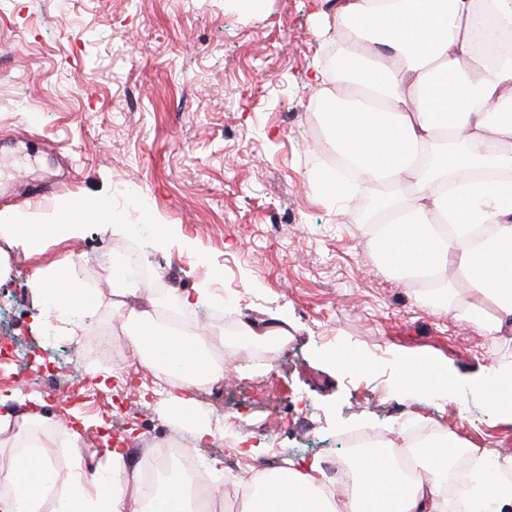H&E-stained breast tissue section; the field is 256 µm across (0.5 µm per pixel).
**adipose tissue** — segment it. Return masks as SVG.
Segmentation results:
<instances>
[{"label":"adipose tissue","instance_id":"1","mask_svg":"<svg viewBox=\"0 0 512 512\" xmlns=\"http://www.w3.org/2000/svg\"><path fill=\"white\" fill-rule=\"evenodd\" d=\"M337 14L366 50L316 77L345 87L325 99L323 149L359 167L365 184L398 190L370 217L368 244L392 277L414 286L419 305H441L498 338L512 324V51L485 40H512V0H342ZM463 287L481 305L461 302ZM125 318L146 365L176 360L195 385L223 378V361L164 325L151 297L131 292ZM455 451L449 440L424 448L435 473L410 485L381 479L384 456L364 458L353 465L354 491L337 501L323 493L317 463H296L282 476L260 475L245 510L452 512L441 472ZM5 475L24 494L0 496V512H40L45 460L32 456ZM58 512L187 508L175 493L143 503L116 451L106 472L76 474Z\"/></svg>","mask_w":512,"mask_h":512}]
</instances>
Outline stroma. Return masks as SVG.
<instances>
[{
  "instance_id": "35a3bbf8",
  "label": "stroma",
  "mask_w": 512,
  "mask_h": 512,
  "mask_svg": "<svg viewBox=\"0 0 512 512\" xmlns=\"http://www.w3.org/2000/svg\"><path fill=\"white\" fill-rule=\"evenodd\" d=\"M335 3L262 0L250 13L233 0H0V212L28 224L59 223L74 205L112 212L35 243L0 223V319L36 349L45 323L34 281L70 267L72 249L113 257L137 235L164 299L199 294L206 307L227 303L238 323L287 331L288 351L270 366L276 389L257 396L260 372L243 353L224 393L225 411L277 436L276 450L250 442L266 472L285 468L280 448L312 460L339 451L350 428L399 431L414 418L450 426L464 447L512 457V417L494 414L481 389L512 353V331L493 341L418 306L371 251L362 205L326 201L315 182L334 170L312 75L341 43ZM326 336L358 351L364 367L338 364L321 346ZM404 355L443 360L446 394L411 386ZM77 374L91 397L64 409L42 400ZM110 374L88 360L44 376L42 392L0 391V414L43 411L58 490L75 460L105 467L109 437L130 426L147 451L158 429L211 425L202 405L159 395L102 415L94 395ZM293 393L316 408L298 428ZM59 413L75 431L53 424ZM195 453L223 512H240L226 493L235 473L222 464L233 449L213 438Z\"/></svg>"
}]
</instances>
